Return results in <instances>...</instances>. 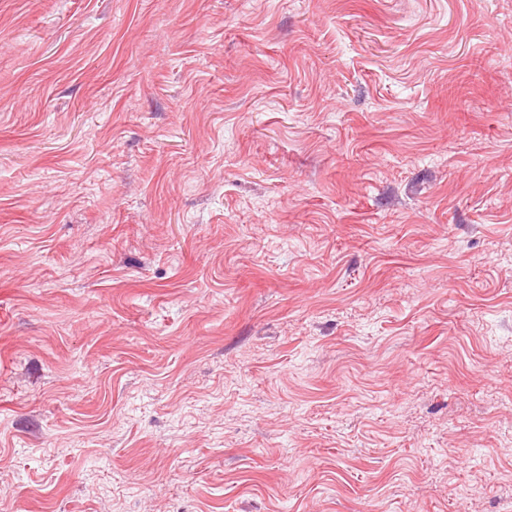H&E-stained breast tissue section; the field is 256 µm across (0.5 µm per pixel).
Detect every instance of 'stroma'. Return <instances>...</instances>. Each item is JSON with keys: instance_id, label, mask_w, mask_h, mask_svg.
Segmentation results:
<instances>
[{"instance_id": "35a3bbf8", "label": "stroma", "mask_w": 512, "mask_h": 512, "mask_svg": "<svg viewBox=\"0 0 512 512\" xmlns=\"http://www.w3.org/2000/svg\"><path fill=\"white\" fill-rule=\"evenodd\" d=\"M0 512H512V0H0Z\"/></svg>"}]
</instances>
